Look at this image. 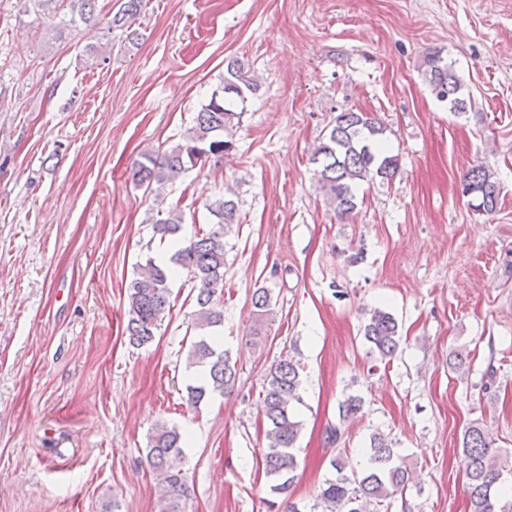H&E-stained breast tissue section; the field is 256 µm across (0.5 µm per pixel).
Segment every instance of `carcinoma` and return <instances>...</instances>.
Returning <instances> with one entry per match:
<instances>
[{
	"instance_id": "carcinoma-1",
	"label": "carcinoma",
	"mask_w": 512,
	"mask_h": 512,
	"mask_svg": "<svg viewBox=\"0 0 512 512\" xmlns=\"http://www.w3.org/2000/svg\"><path fill=\"white\" fill-rule=\"evenodd\" d=\"M144 6V0H115L112 28L126 32V40L135 45L138 33L133 23ZM423 75L435 97L448 105L451 112L466 111L465 86L454 64L446 62L441 50L429 52L423 60ZM258 83L236 60L227 63L220 85L207 103L196 112L192 125L182 141L163 152H147L134 161L130 178L134 185L148 192L161 190L175 182L202 161L222 157L233 149L224 133L234 127V119L247 111L250 95ZM385 128L367 112H340L325 141L313 155L317 164L314 176L318 190L344 218L357 208V191L364 183L377 179L392 180L398 170V158L382 149ZM463 185L473 191V210L493 213L497 210L501 187L494 174L483 165L471 167L463 176ZM211 217L210 227L198 231L171 258L176 268L187 272L198 285L191 328L195 332L187 353L186 368H195L201 378L187 385V400L200 404L212 394L233 390L236 366L228 352L212 342L216 328L224 322L220 295L224 288V233L227 226L237 222V205L224 194L216 195L205 204ZM154 232L161 237H175L182 231L184 215L174 205L167 217L153 221ZM174 269L149 259L138 265L137 276L128 286L127 331L130 342L144 346L153 341L166 312L171 309L170 282ZM252 304L259 317L271 313L268 290L254 291ZM364 340L370 353L386 364L399 349L401 335L394 316L376 309L363 326ZM300 363L287 356L272 364L264 379L263 401L267 429L264 454L265 474L273 495L285 494L294 482L297 468L295 443L301 424L291 404L299 399ZM181 435L165 422L155 424L149 435L147 459L150 467L169 497L168 512H177L178 501L186 494L187 486L182 469ZM489 433L477 426L463 436L462 453L469 480V512H512V498L503 495L500 482L506 465L491 448ZM366 465L360 470L346 471L342 454L330 460L334 476L325 480L318 498L322 512H380V506L395 494L404 491L410 482L407 467L395 452L391 441L381 434L370 438L364 449Z\"/></svg>"
}]
</instances>
